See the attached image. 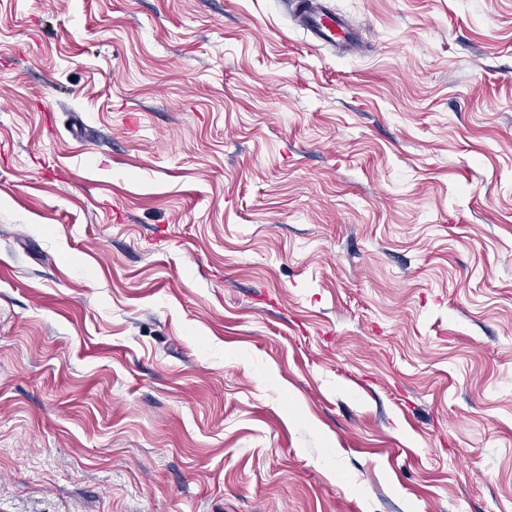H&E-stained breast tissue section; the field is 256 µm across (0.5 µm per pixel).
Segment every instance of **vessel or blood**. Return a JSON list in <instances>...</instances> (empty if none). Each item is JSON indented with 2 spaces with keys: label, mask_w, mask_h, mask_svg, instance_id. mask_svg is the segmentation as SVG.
Wrapping results in <instances>:
<instances>
[{
  "label": "vessel or blood",
  "mask_w": 512,
  "mask_h": 512,
  "mask_svg": "<svg viewBox=\"0 0 512 512\" xmlns=\"http://www.w3.org/2000/svg\"><path fill=\"white\" fill-rule=\"evenodd\" d=\"M293 19L313 41L338 54L355 55L362 51L358 29L344 15L324 6L321 0H295Z\"/></svg>",
  "instance_id": "vessel-or-blood-1"
}]
</instances>
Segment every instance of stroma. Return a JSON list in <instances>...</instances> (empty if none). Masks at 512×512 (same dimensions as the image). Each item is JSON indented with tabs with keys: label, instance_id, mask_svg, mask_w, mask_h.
I'll return each mask as SVG.
<instances>
[{
	"label": "stroma",
	"instance_id": "stroma-1",
	"mask_svg": "<svg viewBox=\"0 0 512 512\" xmlns=\"http://www.w3.org/2000/svg\"><path fill=\"white\" fill-rule=\"evenodd\" d=\"M0 0V512H512V0ZM293 19L313 41L336 50L340 55L362 52L359 30L344 15L324 6L320 0H295Z\"/></svg>",
	"mask_w": 512,
	"mask_h": 512
}]
</instances>
